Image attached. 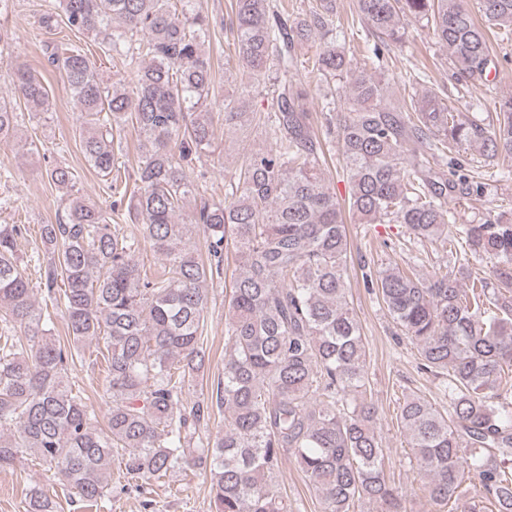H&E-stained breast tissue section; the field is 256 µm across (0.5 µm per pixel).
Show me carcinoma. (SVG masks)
<instances>
[{
  "label": "carcinoma",
  "mask_w": 512,
  "mask_h": 512,
  "mask_svg": "<svg viewBox=\"0 0 512 512\" xmlns=\"http://www.w3.org/2000/svg\"><path fill=\"white\" fill-rule=\"evenodd\" d=\"M59 7L69 29L125 49L137 68L128 91L105 83L77 45L55 44L48 54L79 106L84 157L112 176L115 200L107 212L72 193L70 168L48 171L68 206L65 221L40 225L51 255L46 300L63 305L74 343L105 345L110 409L99 426L74 390L75 351L50 336L19 261L25 227L0 224V468L32 456L95 506L114 467L128 485L207 469L214 512H288L272 482L291 454L322 512H355L360 501L402 512L366 395V346L348 291L351 245L324 178L325 145L334 142L355 223L403 224L415 242L461 246L452 263L427 275L409 264L363 279L416 344L422 369L446 381L448 409L412 396L399 412L430 500L469 512L463 484L471 478L497 512H512V472L501 467L512 457V222L500 213L458 224L448 210L450 199L468 204L489 193L485 174L459 162L462 146L487 159L512 157V95L486 124L452 111L431 87L391 107L377 73L412 18L448 49L456 80L483 75L492 62L489 34L512 35V0H356L359 20L380 40L361 67L336 45L346 37L336 0H317L295 17L279 0H230L238 66L269 87L264 110L250 108L258 86L249 83L217 114L208 103L210 20L195 0H59ZM315 32L331 36L309 69L323 83L321 132L296 79L297 45ZM12 80L26 104L48 103L35 74L18 68ZM339 91L344 112L334 108ZM217 118L226 128L261 129L272 146L249 153L224 200L203 204L183 224L192 193L186 168L209 151ZM128 123L142 153L132 179L112 174L115 138ZM17 125L18 113L0 98V143ZM124 201L138 237L112 228ZM192 226L206 240L205 261ZM230 244L240 272L224 321V387L188 402L186 384L209 361L206 284L223 274ZM143 245L161 260L151 275L134 259ZM488 258L485 276L462 288L471 262ZM216 409L224 410V435L212 441L200 423Z\"/></svg>",
  "instance_id": "obj_1"
}]
</instances>
